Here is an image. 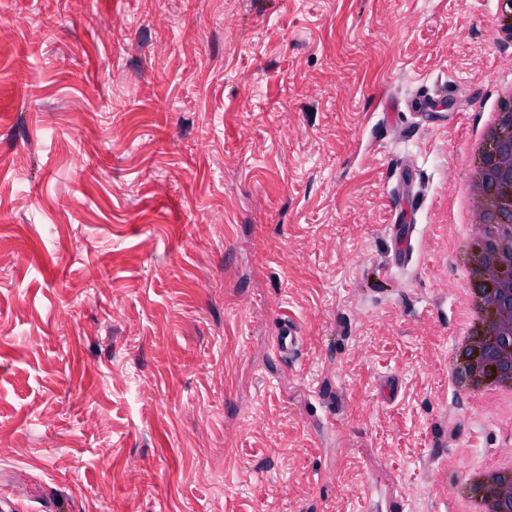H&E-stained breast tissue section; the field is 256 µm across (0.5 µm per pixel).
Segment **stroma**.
Instances as JSON below:
<instances>
[{"mask_svg":"<svg viewBox=\"0 0 512 512\" xmlns=\"http://www.w3.org/2000/svg\"><path fill=\"white\" fill-rule=\"evenodd\" d=\"M498 26L0 0V512H459L512 452L454 379L477 226L446 221ZM299 328L291 318H280L274 344L279 354L285 358L294 356L299 344Z\"/></svg>","mask_w":512,"mask_h":512,"instance_id":"35a3bbf8","label":"stroma"}]
</instances>
